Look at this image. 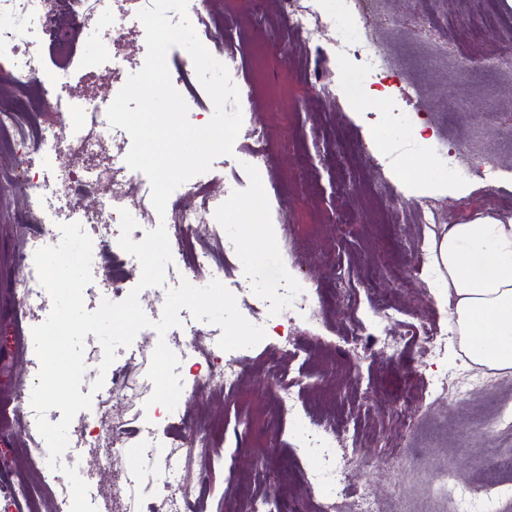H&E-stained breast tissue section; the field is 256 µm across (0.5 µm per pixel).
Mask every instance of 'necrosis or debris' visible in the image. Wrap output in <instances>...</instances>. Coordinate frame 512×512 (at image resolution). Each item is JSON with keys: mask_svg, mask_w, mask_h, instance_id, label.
<instances>
[{"mask_svg": "<svg viewBox=\"0 0 512 512\" xmlns=\"http://www.w3.org/2000/svg\"><path fill=\"white\" fill-rule=\"evenodd\" d=\"M17 18L12 27L0 26V59L13 62L12 78L30 86L43 82V72L29 46L34 36L52 37L62 22V15L52 9L50 0H0V14ZM54 111L70 118L68 149H61L54 135L35 126L29 110L22 104L0 102V131H16L25 146L17 153V166L28 174L33 188L32 195L22 204L24 218L20 224L28 246L15 255V261L26 270L25 278L15 289L18 319L28 327H35L42 319L49 302V295L42 287L34 265V254L40 249L43 238L58 233L60 222H77L86 228L99 245L110 253L107 263L108 277L113 295H120L125 281V270L132 263V255L115 245L108 236L119 209L139 205V197L130 195V184L145 185L146 176L128 166L117 164L111 170L84 163L83 157L92 147H110L113 157L126 152L127 137L124 130L110 125L104 100L87 99L73 95L66 87L54 88L51 101ZM109 177L112 191L96 211L88 213L77 207L62 208L63 198H74L82 186ZM212 196L207 184L190 180L178 187L170 196L165 214L166 223L172 224L181 245L210 233L213 229L210 202ZM207 444L203 438H181L170 452V459L179 470L163 491L148 503L130 502L128 512H188L187 504L196 484L205 483L206 475L189 478L184 470L191 449ZM307 445L319 449L326 474L343 485L349 484V466L361 458L357 448H340L336 438L327 430L316 429L307 439ZM436 491L455 502V512H494L496 501L511 492L505 484H490L482 500H475L465 490L459 489L452 473L438 472Z\"/></svg>", "mask_w": 512, "mask_h": 512, "instance_id": "necrosis-or-debris-1", "label": "necrosis or debris"}]
</instances>
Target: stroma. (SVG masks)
<instances>
[{
    "mask_svg": "<svg viewBox=\"0 0 512 512\" xmlns=\"http://www.w3.org/2000/svg\"><path fill=\"white\" fill-rule=\"evenodd\" d=\"M503 27L487 34L471 23L478 0H369L367 8L341 31L329 28L306 42L288 32L277 0H213L210 14L222 34L216 59L237 87L252 84V106L233 152L214 159L201 174L221 218L216 235L193 240L194 250L211 253L214 268L188 275L193 285L219 279L237 300L241 314L264 328L265 339L250 349L251 359L234 391L200 382L182 393L174 410L147 406L153 385L147 379L155 330H141L130 348H117L116 364H128L124 382L91 392L99 375L102 347L95 335L84 343L86 372L81 393H92L89 409L76 414L100 431L137 428L124 469L139 473L131 487L115 482L104 463L112 447H67L61 461L76 467L89 485L96 512H121L127 495L151 499L158 491L160 466L173 433H195L210 441L189 471L208 480L196 494L192 512H225L256 497L274 498L278 512L302 500L311 506L335 496L336 482L322 474L318 454L295 455L312 424L363 448L370 463L353 467L356 485L368 487L384 512H450L447 498L433 490L440 470L479 489L491 482L512 483V473L496 469L512 456V427L498 423L512 406V372L472 363L461 350L449 315L433 299L426 269H415L413 250L442 225L422 224L417 209L434 201L461 222L490 215L512 218V125L486 119L488 108L512 115V0H494ZM118 19L64 25L58 36L35 39L31 52L42 70L71 91L85 83L84 64L102 59L112 47L129 58L128 73L145 61V41L126 37ZM352 43L372 38L381 59L382 83H371L362 56H318L335 36ZM307 83L334 82L329 95L301 98L288 123H281V91L286 74ZM394 93L386 109L349 112L353 99L378 91ZM0 97L32 99L27 87L0 78ZM38 123L67 144V119L32 99ZM266 136L267 162L253 171L256 131ZM392 145L376 152L374 142ZM452 147L461 157L489 162L497 179L449 167L436 150ZM15 148L0 146V500L17 480L37 491L39 512H68V485L45 480L46 462L35 459L24 431L40 362L32 337L17 333L15 286L25 271L14 262L25 241L15 225L27 183L15 178ZM246 179L269 202L262 220L242 221L234 207ZM453 185L450 193L440 184ZM495 198L488 208L487 198ZM311 294L320 317L311 336L282 350L277 334L297 325L295 295ZM424 318L440 331L437 356L413 351L390 354L373 346L365 358L350 353L352 329L393 336L402 324ZM299 381L302 403L285 412L276 404L279 378ZM447 379L449 391L434 388Z\"/></svg>",
    "mask_w": 512,
    "mask_h": 512,
    "instance_id": "1",
    "label": "stroma"
}]
</instances>
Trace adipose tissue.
<instances>
[{"label": "adipose tissue", "mask_w": 512, "mask_h": 512, "mask_svg": "<svg viewBox=\"0 0 512 512\" xmlns=\"http://www.w3.org/2000/svg\"><path fill=\"white\" fill-rule=\"evenodd\" d=\"M433 296L449 307L466 356L512 370V219L480 217L451 224L425 244Z\"/></svg>", "instance_id": "adipose-tissue-1"}]
</instances>
